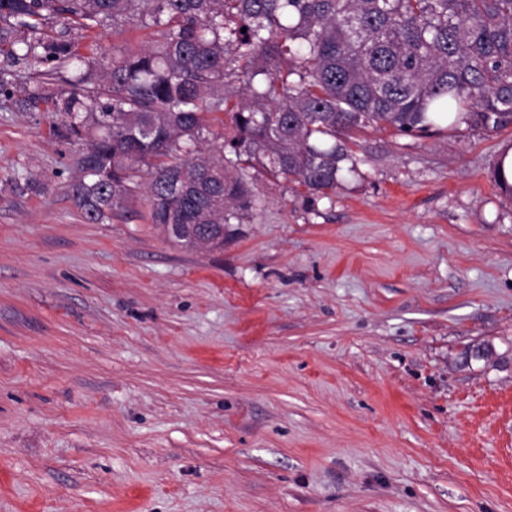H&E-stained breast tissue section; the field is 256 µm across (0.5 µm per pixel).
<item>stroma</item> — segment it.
Wrapping results in <instances>:
<instances>
[{
	"label": "stroma",
	"mask_w": 512,
	"mask_h": 512,
	"mask_svg": "<svg viewBox=\"0 0 512 512\" xmlns=\"http://www.w3.org/2000/svg\"><path fill=\"white\" fill-rule=\"evenodd\" d=\"M53 121L0 95V512H512V126L367 131L190 249L84 221Z\"/></svg>",
	"instance_id": "1"
}]
</instances>
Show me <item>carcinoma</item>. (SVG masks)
I'll return each instance as SVG.
<instances>
[{
    "instance_id": "1",
    "label": "carcinoma",
    "mask_w": 512,
    "mask_h": 512,
    "mask_svg": "<svg viewBox=\"0 0 512 512\" xmlns=\"http://www.w3.org/2000/svg\"><path fill=\"white\" fill-rule=\"evenodd\" d=\"M122 21L154 39L75 49L72 30ZM0 54V92L23 112L51 105L53 136L81 146L84 220L142 191L150 223L197 225L186 248L224 246L264 174L331 199L368 128L512 124V0H0ZM505 158L493 180L511 196Z\"/></svg>"
}]
</instances>
